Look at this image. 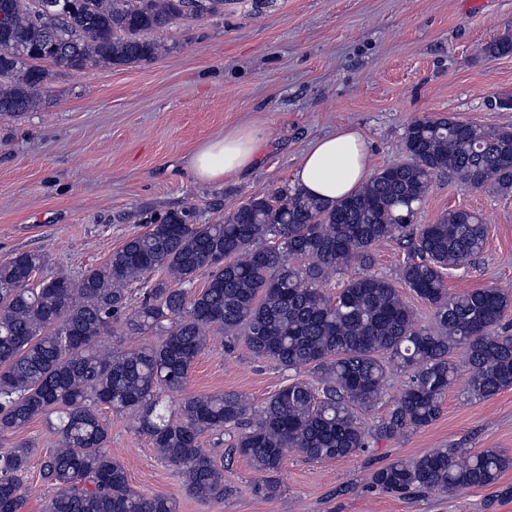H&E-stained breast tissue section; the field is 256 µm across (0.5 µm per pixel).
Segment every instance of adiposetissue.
I'll use <instances>...</instances> for the list:
<instances>
[{
	"mask_svg": "<svg viewBox=\"0 0 512 512\" xmlns=\"http://www.w3.org/2000/svg\"><path fill=\"white\" fill-rule=\"evenodd\" d=\"M262 138L254 130H237L214 138L192 156V177L201 183H220L249 169ZM370 175L364 134L343 128L316 140L295 171L294 184L309 195L332 202L354 193Z\"/></svg>",
	"mask_w": 512,
	"mask_h": 512,
	"instance_id": "adipose-tissue-1",
	"label": "adipose tissue"
}]
</instances>
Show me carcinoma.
Returning <instances> with one entry per match:
<instances>
[{"mask_svg": "<svg viewBox=\"0 0 512 512\" xmlns=\"http://www.w3.org/2000/svg\"><path fill=\"white\" fill-rule=\"evenodd\" d=\"M0 0V116L30 110L49 73L40 61L80 70L131 65L161 54L151 35L176 20L224 13L227 0ZM486 57L512 54V34L482 47ZM404 159L375 171L354 194L325 203L288 186L252 197L217 224L194 221L185 208L158 217L109 259L74 280H34L41 254L0 261V438L36 417L47 419L60 446L41 460L54 490L45 512H177L164 495L131 489L112 458L101 409L137 415L138 430L200 500L224 494V466L200 437L242 428L230 451L262 477L258 490L281 494L275 478L289 453L336 460L388 440L406 428L432 425L458 374L461 350L467 392L489 399L512 388V332L502 321L512 295L484 288L448 294L445 271L468 264L486 228L466 210L434 224L413 223L432 180L465 189L512 194V128L451 116L416 119L405 129ZM396 238L406 250L399 280L434 308L430 327L390 280L365 274L336 295L323 285L352 262L371 266L374 247ZM156 269L141 300L128 285ZM208 270L204 287L196 274ZM119 326L152 330L155 343L114 354L103 349ZM224 345L244 338L252 353L288 371L310 368L254 408L235 392L174 400L210 333ZM393 364L407 380L385 418L365 428L358 413L382 398ZM33 449L0 451V512H23L22 476ZM512 468L496 448H438L378 468L372 484L395 494L487 487Z\"/></svg>", "mask_w": 512, "mask_h": 512, "instance_id": "carcinoma-1", "label": "carcinoma"}]
</instances>
